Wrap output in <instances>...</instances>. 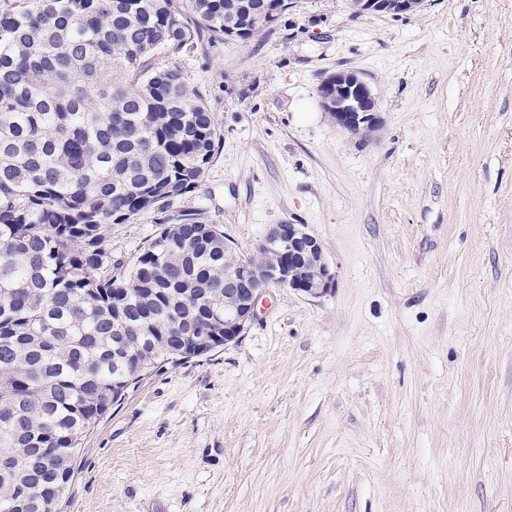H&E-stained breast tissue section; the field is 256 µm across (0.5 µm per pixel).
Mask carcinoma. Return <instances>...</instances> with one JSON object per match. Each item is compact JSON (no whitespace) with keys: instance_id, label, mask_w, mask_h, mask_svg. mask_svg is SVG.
I'll return each mask as SVG.
<instances>
[{"instance_id":"cac0c4a2","label":"carcinoma","mask_w":512,"mask_h":512,"mask_svg":"<svg viewBox=\"0 0 512 512\" xmlns=\"http://www.w3.org/2000/svg\"><path fill=\"white\" fill-rule=\"evenodd\" d=\"M281 0L0 4V512H56L87 432L182 342L224 335V231L161 225L133 262L114 224L193 191L219 148L201 90L160 62L249 41Z\"/></svg>"}]
</instances>
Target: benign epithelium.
<instances>
[{
    "mask_svg": "<svg viewBox=\"0 0 512 512\" xmlns=\"http://www.w3.org/2000/svg\"><path fill=\"white\" fill-rule=\"evenodd\" d=\"M356 12L407 17L429 0H351ZM323 109L341 131L367 141L383 127L370 85L354 71L340 70L324 78L317 88ZM274 262L240 260L224 279V344L236 342L256 317L263 293L273 287L291 288L318 298L333 287L335 274L318 239L304 224H274L260 245Z\"/></svg>",
    "mask_w": 512,
    "mask_h": 512,
    "instance_id": "1",
    "label": "benign epithelium"
}]
</instances>
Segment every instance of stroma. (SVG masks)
Returning a JSON list of instances; mask_svg holds the SVG:
<instances>
[{
  "label": "stroma",
  "instance_id": "1",
  "mask_svg": "<svg viewBox=\"0 0 512 512\" xmlns=\"http://www.w3.org/2000/svg\"><path fill=\"white\" fill-rule=\"evenodd\" d=\"M169 62L222 145L193 192L113 225V261L198 211L248 256L306 225L335 283L269 289L238 342L144 376L58 512H512V0H294ZM341 69L374 90L377 141L323 111ZM356 13L407 17L425 8L429 0H351Z\"/></svg>",
  "mask_w": 512,
  "mask_h": 512
}]
</instances>
